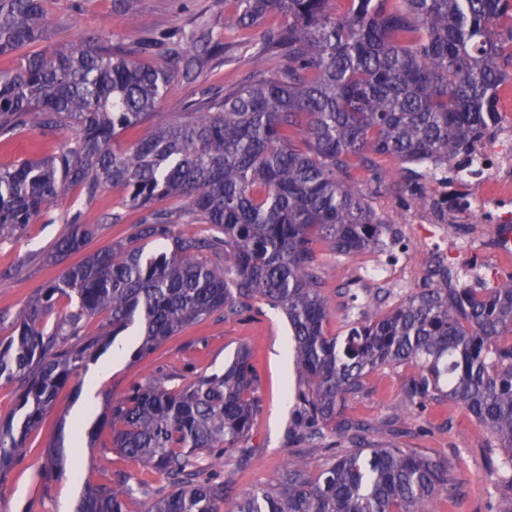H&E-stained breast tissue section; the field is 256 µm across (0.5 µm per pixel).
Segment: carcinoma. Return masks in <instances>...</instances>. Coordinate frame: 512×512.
<instances>
[{
  "mask_svg": "<svg viewBox=\"0 0 512 512\" xmlns=\"http://www.w3.org/2000/svg\"><path fill=\"white\" fill-rule=\"evenodd\" d=\"M48 0H0V56L50 39ZM236 0L224 27L263 30L251 78L193 101L181 119L147 125L168 92L186 40L145 37L134 60L122 43L91 36L52 53H31L0 71V138L18 129H75L58 153L0 166V236L36 223L65 188L89 199L107 187L141 211L127 241L71 263L97 228L68 221L48 254L62 265L0 338V380L17 384V419L0 422V473L22 461L28 432L78 376L107 334L85 331L104 314L112 336L135 325L143 357L216 312L240 315L264 300L279 307L294 342L296 414L288 443L351 447L317 476L288 460L277 487L242 495L232 512H436L453 498L448 463L392 441L373 444L364 426L336 422L368 374L411 363L406 394L423 408L449 401L484 425L495 496L512 495V275L492 288H451L443 279L393 308L375 301L342 335L326 330L315 244L352 257L385 244L392 227L353 177L362 167L376 189L403 206L425 201L426 174L393 172L387 156L435 169L470 155L502 123L497 89L512 67V0ZM509 25L501 26V21ZM138 133L128 146L119 138ZM175 197L182 213L157 206ZM210 234L175 230L181 219ZM161 242V249L146 247ZM249 352L222 375L172 386L158 375L112 400L103 426L110 448L163 474L170 490L141 512H224L233 479L224 458L250 459L246 441L259 408ZM207 460L201 465L200 458ZM60 452L41 472L61 475ZM116 473L90 488L74 512H127L148 494Z\"/></svg>",
  "mask_w": 512,
  "mask_h": 512,
  "instance_id": "carcinoma-1",
  "label": "carcinoma"
}]
</instances>
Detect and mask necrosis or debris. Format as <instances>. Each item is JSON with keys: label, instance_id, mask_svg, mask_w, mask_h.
I'll return each instance as SVG.
<instances>
[{"label": "necrosis or debris", "instance_id": "1", "mask_svg": "<svg viewBox=\"0 0 512 512\" xmlns=\"http://www.w3.org/2000/svg\"><path fill=\"white\" fill-rule=\"evenodd\" d=\"M436 198L456 199L467 194L468 204L449 206L447 212H431L420 220L401 224L399 233L429 257L433 269L451 270L462 264L481 245L479 237L452 239V224L505 225L497 236V253L486 266L494 272L499 262L512 261V121L501 124L496 134L479 142L469 160L449 174L447 182L435 181Z\"/></svg>", "mask_w": 512, "mask_h": 512}]
</instances>
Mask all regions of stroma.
Listing matches in <instances>:
<instances>
[{
	"instance_id": "35a3bbf8",
	"label": "stroma",
	"mask_w": 512,
	"mask_h": 512,
	"mask_svg": "<svg viewBox=\"0 0 512 512\" xmlns=\"http://www.w3.org/2000/svg\"><path fill=\"white\" fill-rule=\"evenodd\" d=\"M233 7L232 0H49L47 21L54 35L40 48L50 51L95 34L133 49L142 37L172 36L185 29L205 35L209 43L221 44V52L200 66H188L183 58L174 63L154 57L155 65L178 68L169 92L149 119L153 125L166 124L181 116L186 102L249 79L254 68L252 32L225 29L224 14ZM72 135L69 128L47 134L30 130L18 133L8 144L0 145V165L54 153ZM75 216L96 224V234L87 245L94 251L128 239L141 213L124 205L120 191L105 189L90 201L80 189L70 187L61 194L54 210L37 223L20 233L0 237L1 319L11 321L39 288L59 275V267L48 264L46 255L68 232L67 221ZM373 256L368 250L345 258L318 247L322 293L330 309L329 334L344 332L353 318L345 307L343 289H350L363 303L383 285L367 273V262ZM383 286L391 291L385 301L389 308L408 294L393 281ZM290 337L283 312L263 302L257 311L240 316L213 314L168 339L146 357L136 359L127 353L115 360L96 394L85 427L90 431L101 424L112 400L131 385L146 383L160 373L176 385L199 375H219L237 350L245 347L257 379L260 411L247 441L252 450L250 464L240 468L230 461L224 466L235 481V495L275 486L292 457L302 459L309 474H317L329 459L328 451L310 446L293 448L287 439L295 405L287 392L279 356L283 342ZM413 372L412 366L399 365L368 374L362 391L346 401L342 418L366 426L365 437L370 442L395 440L403 447L448 460L455 494L451 501H437L438 512H490L488 491L495 477L484 448L485 428L448 401L433 402L422 409L411 405L405 385ZM85 403L84 380L79 377L60 392L44 422L29 432L26 458L0 474V512H74L88 486L119 471L136 475L150 492L167 491L162 476L137 470L132 462L103 447L101 439L88 434L80 447H73L75 417ZM57 440L65 445L63 473L48 482L40 467L48 446Z\"/></svg>"
}]
</instances>
